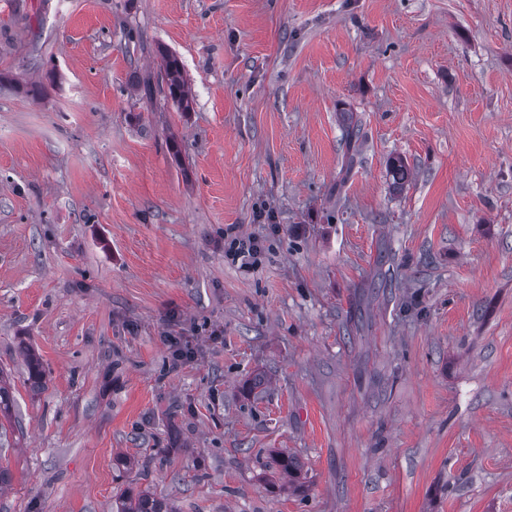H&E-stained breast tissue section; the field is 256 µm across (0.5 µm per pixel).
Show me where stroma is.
<instances>
[{"instance_id": "stroma-1", "label": "stroma", "mask_w": 512, "mask_h": 512, "mask_svg": "<svg viewBox=\"0 0 512 512\" xmlns=\"http://www.w3.org/2000/svg\"><path fill=\"white\" fill-rule=\"evenodd\" d=\"M0 369V512H512V0H0ZM162 66L167 79V90L170 99L184 110L191 107V99L186 83L183 79V65L181 60L173 53L160 50ZM262 248L259 241L255 238L249 239H233L229 246V255L235 256L237 259L240 257L248 258L251 264L257 263V258L261 254ZM116 512H176L162 499L148 491H141L133 496L127 494L116 503Z\"/></svg>"}]
</instances>
